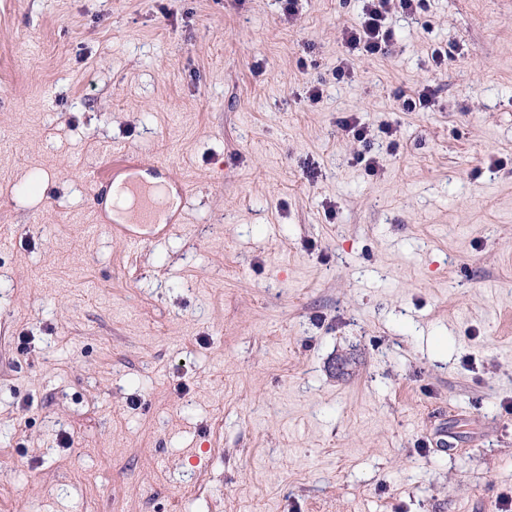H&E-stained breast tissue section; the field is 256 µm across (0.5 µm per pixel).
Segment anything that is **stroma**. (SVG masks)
<instances>
[{
	"label": "stroma",
	"instance_id": "obj_1",
	"mask_svg": "<svg viewBox=\"0 0 512 512\" xmlns=\"http://www.w3.org/2000/svg\"><path fill=\"white\" fill-rule=\"evenodd\" d=\"M359 13L0 0V512L512 496V0L391 14L339 82ZM111 146L186 192L166 236L113 234Z\"/></svg>",
	"mask_w": 512,
	"mask_h": 512
}]
</instances>
